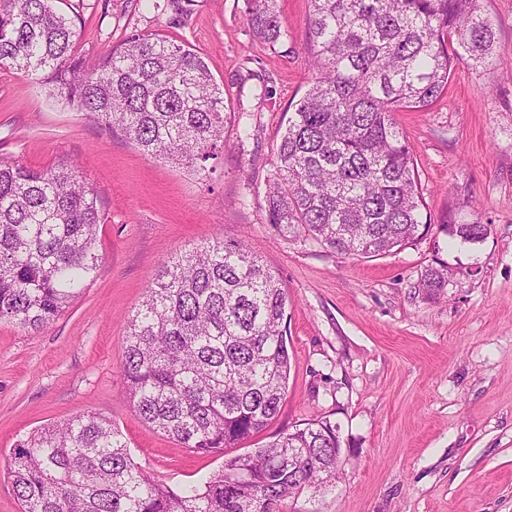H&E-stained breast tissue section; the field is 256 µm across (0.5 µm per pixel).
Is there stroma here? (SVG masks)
<instances>
[{"instance_id": "1", "label": "stroma", "mask_w": 512, "mask_h": 512, "mask_svg": "<svg viewBox=\"0 0 512 512\" xmlns=\"http://www.w3.org/2000/svg\"><path fill=\"white\" fill-rule=\"evenodd\" d=\"M53 0L95 63L132 31L185 44L235 113L210 180L146 157L26 74L0 68V155L33 168L78 162L103 202L96 278L40 330L0 321V512H22L10 450L28 432L96 411L138 466L182 490L304 423L339 428L342 474L280 512H512V0H478L498 67L458 62L442 97L394 118L420 176L428 234L384 256L337 254L267 222L265 189L294 104L313 71L309 0H278L287 36L256 40L244 0ZM489 232L465 243L449 225ZM244 239L288 292V389L256 437L198 454L150 430L120 380L123 339L171 256ZM447 265L432 294L426 269Z\"/></svg>"}]
</instances>
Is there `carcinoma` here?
I'll use <instances>...</instances> for the list:
<instances>
[{
    "label": "carcinoma",
    "instance_id": "1",
    "mask_svg": "<svg viewBox=\"0 0 512 512\" xmlns=\"http://www.w3.org/2000/svg\"><path fill=\"white\" fill-rule=\"evenodd\" d=\"M257 39L283 33L277 0H246ZM314 77L295 104L267 188V222L339 254L377 257L428 233L414 155L394 113L441 98L457 62L494 66L477 0H310ZM51 0H0V68L51 86L150 158L195 174L224 151L231 109L202 56L134 32L96 64ZM98 190L70 160L41 171L0 157V320L38 330L95 279ZM488 225L458 224L475 243ZM448 268L425 270L438 293ZM288 293L245 241L214 240L163 264L124 336L120 377L143 421L193 452L224 453L277 417L288 385ZM338 427L314 420L203 483L173 491L138 466L112 419L83 413L13 449L22 512H279L340 467Z\"/></svg>",
    "mask_w": 512,
    "mask_h": 512
}]
</instances>
